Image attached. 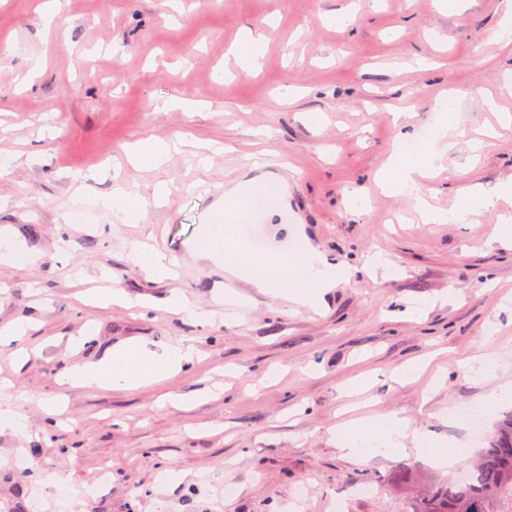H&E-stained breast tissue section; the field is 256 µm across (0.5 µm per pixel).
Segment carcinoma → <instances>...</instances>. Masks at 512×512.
<instances>
[{
  "instance_id": "carcinoma-1",
  "label": "carcinoma",
  "mask_w": 512,
  "mask_h": 512,
  "mask_svg": "<svg viewBox=\"0 0 512 512\" xmlns=\"http://www.w3.org/2000/svg\"><path fill=\"white\" fill-rule=\"evenodd\" d=\"M465 481L457 473L411 502V512H512V415L495 427L488 445L468 467Z\"/></svg>"
}]
</instances>
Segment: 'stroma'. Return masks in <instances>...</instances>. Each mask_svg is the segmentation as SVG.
I'll list each match as a JSON object with an SVG mask.
<instances>
[{"instance_id":"1","label":"stroma","mask_w":512,"mask_h":512,"mask_svg":"<svg viewBox=\"0 0 512 512\" xmlns=\"http://www.w3.org/2000/svg\"><path fill=\"white\" fill-rule=\"evenodd\" d=\"M504 0H0V236L16 244L0 263V328L24 323L23 338L0 340V409L26 429L0 431V512L41 500L54 512L49 472L62 471L71 512H408L411 490L388 485L408 468L447 481L436 452L470 446L459 410L494 383L512 382V241L499 211L468 222L422 223L410 195L383 192L377 176L398 131L418 137L449 96L455 146L425 185L440 210L471 190L512 186V42L498 39ZM352 15L351 26L331 15ZM273 19L252 75L236 69L242 30ZM120 43L114 57L106 45ZM418 56L426 70L410 68ZM44 65L30 73L29 60ZM298 94L281 98L284 87ZM194 100V111L160 110ZM317 112L320 124L307 115ZM184 144L165 164L128 162L143 138ZM270 152L288 164V211L269 219L289 251L312 246L349 264L350 281L318 307L285 302L241 284V306L224 304L223 268L191 246L220 201L211 188L242 179L246 155ZM120 175L150 200L168 184L165 206L124 224L92 204ZM83 190L81 221L67 203ZM364 198L349 205L350 192ZM167 255L173 278L142 268ZM382 252L393 277L372 273ZM123 289L130 303L86 305L81 294ZM183 293L200 317L170 311ZM155 352L194 345L200 362L138 389L63 385L66 369L113 347ZM489 353L498 378L475 377L468 362ZM428 357L411 382L394 372ZM371 373L372 382L357 379ZM397 415L428 449L352 459L336 445L351 420ZM112 478L92 497L100 463ZM175 472V482L163 481ZM382 485L360 496L359 485ZM237 489L224 494L225 486Z\"/></svg>"}]
</instances>
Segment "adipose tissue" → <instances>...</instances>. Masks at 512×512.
Wrapping results in <instances>:
<instances>
[{
	"mask_svg": "<svg viewBox=\"0 0 512 512\" xmlns=\"http://www.w3.org/2000/svg\"><path fill=\"white\" fill-rule=\"evenodd\" d=\"M435 110L439 119L431 131L432 152L419 150L409 156L393 152L381 182L393 193L414 196L423 223L464 222L495 207L499 199L512 193V188L474 190L468 203L453 211H441L429 203L423 181L432 170L437 154L447 153L453 147L448 139L447 100H437ZM282 200V185L263 175L225 190L224 203L217 211L220 223L203 228L192 252L199 260L230 266L240 278L261 292L314 307L320 303L327 289L350 279V267L331 264L325 256L312 249L295 254H262L254 250L240 233V221L251 205L263 203L275 211ZM96 204L112 211L125 224L140 223L145 210V202L140 195L118 179L113 181L111 192L98 198ZM191 360L190 350L179 346L171 347L158 356L141 344L128 343L113 349L109 359L74 365L67 377L80 386L135 389L182 370ZM409 429L406 419L391 415L350 424L337 432L336 440L339 448L355 458L401 452L410 437L415 438L419 445H426L425 436L410 435Z\"/></svg>",
	"mask_w": 512,
	"mask_h": 512,
	"instance_id": "ef3b65f1",
	"label": "adipose tissue"
}]
</instances>
